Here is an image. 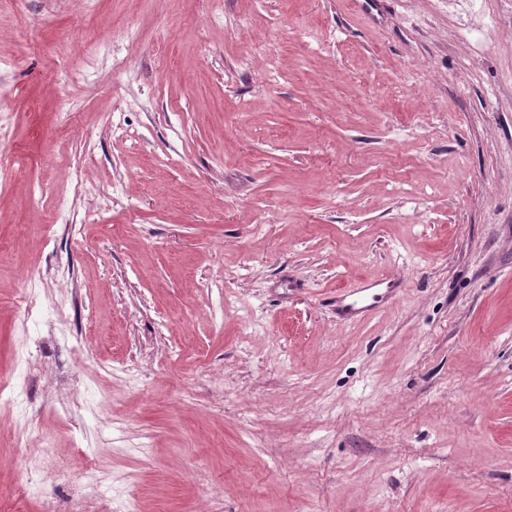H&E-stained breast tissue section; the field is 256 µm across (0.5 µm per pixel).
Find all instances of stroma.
Wrapping results in <instances>:
<instances>
[{"label":"stroma","mask_w":512,"mask_h":512,"mask_svg":"<svg viewBox=\"0 0 512 512\" xmlns=\"http://www.w3.org/2000/svg\"><path fill=\"white\" fill-rule=\"evenodd\" d=\"M0 111V512H512V0H0ZM386 284L384 293H374L371 296L372 303L362 305L360 298L371 289ZM388 279L374 282H360L352 288H344L336 291V308L346 318H354L364 315L371 310V306L384 300H391L395 296V290Z\"/></svg>","instance_id":"35a3bbf8"}]
</instances>
